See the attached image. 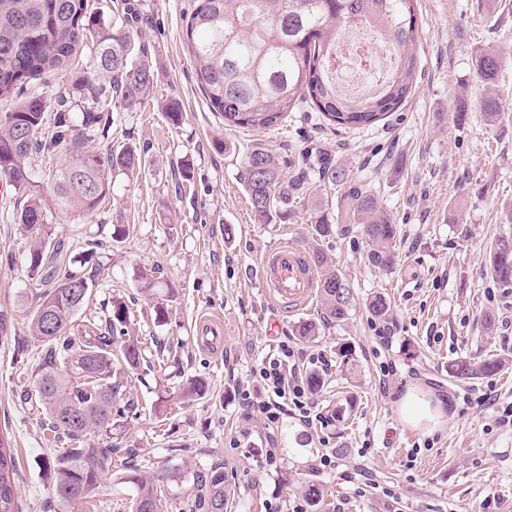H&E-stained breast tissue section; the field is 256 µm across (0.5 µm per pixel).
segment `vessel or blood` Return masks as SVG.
Masks as SVG:
<instances>
[{"label": "vessel or blood", "mask_w": 512, "mask_h": 512, "mask_svg": "<svg viewBox=\"0 0 512 512\" xmlns=\"http://www.w3.org/2000/svg\"><path fill=\"white\" fill-rule=\"evenodd\" d=\"M260 277L268 294L282 307H302L315 291L316 273L293 245L272 250L260 263ZM196 332L201 347L212 353L223 351L224 326L211 316L199 317Z\"/></svg>", "instance_id": "obj_1"}]
</instances>
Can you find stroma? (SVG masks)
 <instances>
[{
    "label": "stroma",
    "mask_w": 512,
    "mask_h": 512,
    "mask_svg": "<svg viewBox=\"0 0 512 512\" xmlns=\"http://www.w3.org/2000/svg\"><path fill=\"white\" fill-rule=\"evenodd\" d=\"M106 25L136 17L138 44L155 73L152 99L117 114L86 149L133 145L141 166L112 177V195L94 212L50 217L54 237L95 274L79 323L127 306L130 327L171 352V379L158 378L157 350L129 375L138 402L113 442L144 472L175 465L197 470L220 464L237 493V512H295L305 500L283 487V472L300 470L327 489L325 512H512V425L498 417L512 405V367L481 379L452 380L449 361L467 356L512 358V291L482 269L486 251L512 235V0H415L421 33L416 90L396 111L370 126H333L303 108L266 130L225 125L196 81L186 24L196 0H88ZM497 54L502 119L486 125L487 89L475 70L482 51ZM91 51L78 48L57 73L30 80L24 94L55 97L60 84L95 80ZM175 101L180 124L162 105ZM465 113L456 122L455 113ZM262 147L289 161L286 177L330 162L348 173L333 186L310 180V197L288 204L273 223L255 220L241 178L246 154ZM373 193L399 229L392 271L368 264L356 224L313 237L312 204L336 213L341 196ZM24 197L0 177V441L18 461V512H58L47 460L62 445L40 423L33 370L40 346L29 332L34 297L26 233L18 222ZM131 225L113 243L114 224ZM320 249L350 282L357 305L348 319L322 328L312 342L295 334L319 307L286 313L266 297L257 264L285 241ZM154 271L158 292L143 293L134 273ZM388 295V321L365 308ZM165 320H158L157 307ZM496 316L492 332L480 318ZM224 321V350L202 349L193 332L198 315ZM289 340L293 374L325 385L311 400L318 420L288 414L268 422L256 404L264 397L253 376L261 360ZM351 345L356 367L342 372L339 348ZM193 376L208 394L169 411L172 385ZM431 392L444 404L437 429L402 422L398 405L408 389ZM346 420H336V405Z\"/></svg>",
    "instance_id": "stroma-1"
}]
</instances>
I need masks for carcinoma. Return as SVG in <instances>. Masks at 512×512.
Segmentation results:
<instances>
[{
    "label": "carcinoma",
    "mask_w": 512,
    "mask_h": 512,
    "mask_svg": "<svg viewBox=\"0 0 512 512\" xmlns=\"http://www.w3.org/2000/svg\"><path fill=\"white\" fill-rule=\"evenodd\" d=\"M186 27L196 76L214 111L233 126L272 127L302 103L314 105L334 125H370L396 110L415 90L418 61L410 52L417 41L413 0H197ZM381 28L398 52V61L378 94L343 96L333 76L336 42L354 21ZM90 43L95 72L109 85L75 84L83 106L73 112L70 93L58 91L57 110L48 113L47 99L32 95L0 118V175L26 195L18 223L28 232L29 276L46 287L38 296L30 321L31 335L41 343L35 368L37 407L55 437L67 448L52 460L53 494L59 512H91V497L105 472L112 470L118 449L111 443L92 445L89 436L110 439L131 413L123 377L146 358V341L129 332V312L122 304L101 324L76 323L89 301L94 276L61 262V239L47 230L51 213L80 216L94 211L111 194L112 174H132L141 155L131 145L93 152L85 141L114 123L113 114L147 101L154 88L151 67L132 58L135 39L129 25L108 27L88 12L87 0H0V99L17 93L25 81L63 68L77 45ZM500 58L489 52L476 57L478 77L496 82ZM484 121L501 116L495 93L482 102ZM67 147L61 164H50ZM319 180L341 186L348 175L336 165L319 169ZM243 181L258 222L270 221L291 199L303 195L305 180L283 181L276 154L256 148L247 154ZM341 221L358 224L367 243L368 264L390 271L397 264L398 224L368 191L344 196ZM312 229L321 239L336 233L329 214L317 209ZM307 261L317 271L322 318L340 323L356 306L353 289L331 259L319 249ZM485 268L502 286H512V236H501L485 256ZM366 309L377 321L388 320L391 299L377 293ZM509 359L497 355L480 361L459 357L448 364L451 379H478L503 372ZM206 379L191 377L176 386L182 401L203 397ZM16 458L0 440V512L15 510ZM117 476L131 485V512H160L171 482L187 478L175 468L164 475L123 468ZM285 486L298 483L312 512H322L324 485L285 473ZM192 512H230L235 492L224 484V467L192 473Z\"/></svg>",
    "instance_id": "1"
}]
</instances>
